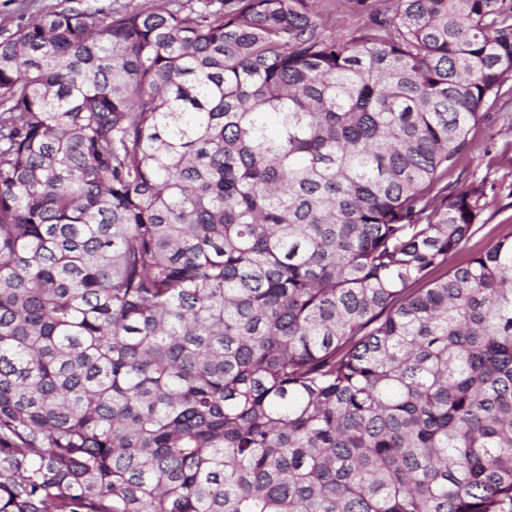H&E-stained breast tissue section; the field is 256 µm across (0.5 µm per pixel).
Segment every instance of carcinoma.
Returning <instances> with one entry per match:
<instances>
[{
    "instance_id": "carcinoma-1",
    "label": "carcinoma",
    "mask_w": 512,
    "mask_h": 512,
    "mask_svg": "<svg viewBox=\"0 0 512 512\" xmlns=\"http://www.w3.org/2000/svg\"><path fill=\"white\" fill-rule=\"evenodd\" d=\"M349 2L0 39V512H512V0ZM317 10L327 27L338 34L353 31L356 18L348 0H316ZM481 112H486L487 117L471 129V151L461 157L456 168L448 171L437 186L460 180L486 183L487 195L481 202L484 204L481 223L485 225L452 258L448 270L512 233V93L501 96L493 105L489 101Z\"/></svg>"
}]
</instances>
